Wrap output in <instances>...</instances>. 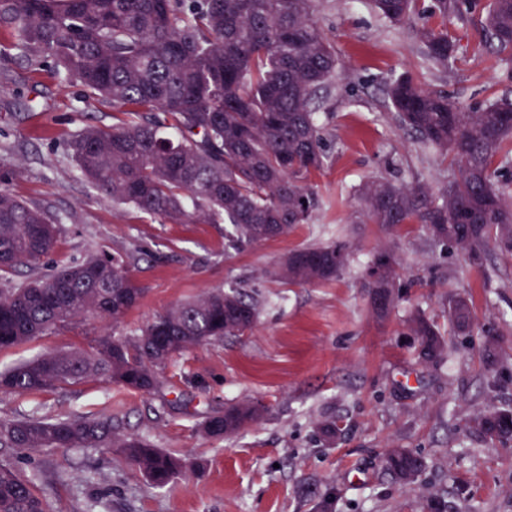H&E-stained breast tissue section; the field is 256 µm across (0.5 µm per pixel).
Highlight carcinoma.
<instances>
[{
  "label": "carcinoma",
  "instance_id": "1",
  "mask_svg": "<svg viewBox=\"0 0 512 512\" xmlns=\"http://www.w3.org/2000/svg\"><path fill=\"white\" fill-rule=\"evenodd\" d=\"M418 0H371L393 25L411 20ZM431 0L444 18L471 11L476 0ZM0 25L34 55L49 61L63 82L87 98L112 103L126 119L112 128L85 126L68 142L82 177L115 203L169 223L231 226L235 247L284 236L326 202L310 183L324 164L315 120L319 93L340 66L316 20V0H0ZM485 30L496 53L512 56V0H491ZM426 58L441 68L456 52L448 30L422 26ZM387 98L399 126L449 156L458 176L438 192L423 184L396 186L371 178L359 188L366 222L422 224L436 245L480 264L489 246L512 254V101L504 98L464 112L442 93L410 76L388 82ZM21 175L0 172V273L35 266L53 250L57 220L48 210L13 196L4 185ZM340 243L288 254L277 275L292 284L327 283L347 265ZM373 313L396 306L401 284L395 261L378 253L368 267ZM124 262L106 253L47 274L33 273L0 289V350L95 313L119 323L142 296ZM449 318L459 334L472 328L470 306L456 297ZM257 320L254 301L237 288L204 294L156 315L133 337L101 336L88 348L45 353L0 371L3 393L25 395L63 385L103 381L151 394L161 371L192 349L238 336ZM408 329L418 361L444 360L447 342L436 323L414 313ZM242 417L262 419L256 400L230 404ZM497 430L485 437L512 441V409L488 406L471 417ZM224 438V413L198 427ZM0 446L96 448L116 451L156 487H165L186 463L149 441L112 426L103 413L56 421L25 417L0 422ZM385 470L404 485L425 463L408 448H388ZM0 512H50L32 480L0 461Z\"/></svg>",
  "mask_w": 512,
  "mask_h": 512
}]
</instances>
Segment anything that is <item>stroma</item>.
<instances>
[{"label": "stroma", "instance_id": "stroma-1", "mask_svg": "<svg viewBox=\"0 0 512 512\" xmlns=\"http://www.w3.org/2000/svg\"><path fill=\"white\" fill-rule=\"evenodd\" d=\"M491 0L469 19L440 18L419 0V16L394 26L366 0H318L316 19L344 65L322 92L318 121L326 136L323 168L311 183L343 205L315 213L288 235L233 248L220 224L163 223L132 206L102 199L72 162L67 143L87 125L112 126L124 116L31 60L0 26V166L21 167L11 192L59 220L48 273L107 252L121 257L144 290L114 327L139 332L158 313L199 295L235 286L257 301L255 327L199 346L161 373L163 389L125 392L100 381L24 396L0 395V421L26 416L57 420L87 412L111 415L188 468L156 488L121 456L94 448L21 451L0 448L35 484L52 512H316L333 498L334 512H424L439 495L449 512H512V445L466 431V420L487 404L512 409V254L490 250L484 263L465 262L434 245L419 224L387 228L362 221L358 188L372 177L397 185L415 181L439 190L454 168L424 148L395 119L384 88L411 75L462 109L512 99L500 78L482 23ZM446 27L457 45L447 68L431 66L417 36L421 24ZM345 243L348 264L336 280L293 285L272 272L289 252ZM389 250L403 295L385 318L373 314L366 270ZM470 304L473 327L458 335L448 300ZM433 317L448 346L443 366L417 363L407 321L416 310ZM93 314L53 333L0 350V367L37 355L88 347L106 332ZM501 362L486 371L488 336ZM258 398L267 406L256 425L223 440L196 434L194 425L225 403ZM336 418L341 431L325 442L319 422ZM420 454L419 482L402 486L382 466L387 444Z\"/></svg>", "mask_w": 512, "mask_h": 512}]
</instances>
